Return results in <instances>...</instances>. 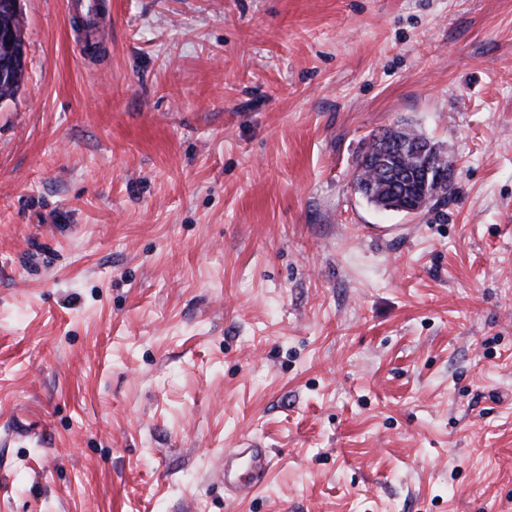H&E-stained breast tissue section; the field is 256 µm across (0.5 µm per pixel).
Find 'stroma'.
I'll use <instances>...</instances> for the list:
<instances>
[{"label":"stroma","mask_w":512,"mask_h":512,"mask_svg":"<svg viewBox=\"0 0 512 512\" xmlns=\"http://www.w3.org/2000/svg\"><path fill=\"white\" fill-rule=\"evenodd\" d=\"M101 2L0 104V512H512V0ZM381 147L382 145H377L371 141L368 150L365 151L357 165L354 176L356 189L369 203L378 202L391 193V185L376 172L379 167L400 168L404 166L416 169L421 163L419 158L402 155L392 146L393 152L389 153L384 159L385 163L376 164L373 158L380 153ZM368 157H370L371 162H367ZM433 169L431 166L426 165L424 171H423V181H424V188L421 184L417 182H407L403 184H399L396 186L399 194L403 197V200L405 202L411 201L414 202L417 198L422 196V193H424V189L426 190L430 175L432 174ZM450 187L449 182V174H448V159L446 158V162L444 163V170L441 175H439V181L437 182H431L427 188L426 194H428L427 202L425 203L424 207L421 208L422 210L428 206L431 200L433 199H442L445 200L448 198V188ZM420 209V210H421ZM241 447L224 452V489L238 496L252 492L269 466L265 448L252 441L244 442ZM244 473L249 476L247 480L243 479Z\"/></svg>","instance_id":"obj_1"}]
</instances>
